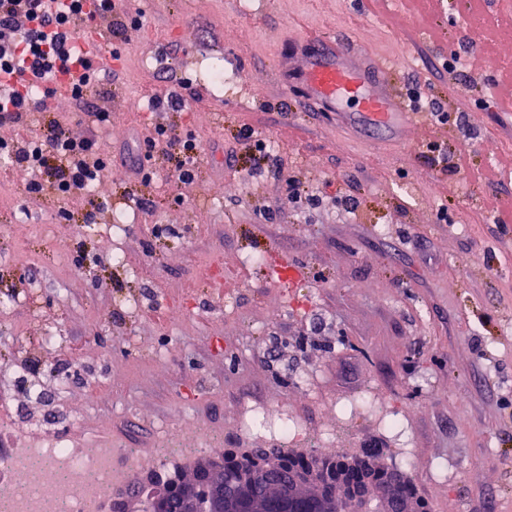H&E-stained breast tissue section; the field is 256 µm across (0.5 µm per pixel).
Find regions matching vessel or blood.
Instances as JSON below:
<instances>
[{"instance_id":"b4317fda","label":"vessel or blood","mask_w":512,"mask_h":512,"mask_svg":"<svg viewBox=\"0 0 512 512\" xmlns=\"http://www.w3.org/2000/svg\"><path fill=\"white\" fill-rule=\"evenodd\" d=\"M304 75L306 102L333 106L356 102L360 116L370 124H388L401 114L396 91L377 82L370 69L347 64L343 46L326 39H318L313 46Z\"/></svg>"}]
</instances>
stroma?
<instances>
[{
  "label": "stroma",
  "mask_w": 512,
  "mask_h": 512,
  "mask_svg": "<svg viewBox=\"0 0 512 512\" xmlns=\"http://www.w3.org/2000/svg\"><path fill=\"white\" fill-rule=\"evenodd\" d=\"M113 3L143 26L116 45L111 93L92 98L111 123L71 118L59 98L31 126L67 117L73 137L109 147L94 199L32 196L31 170L0 164V295L19 299L0 307V448H135L136 482L156 470L169 425L268 448L241 420L278 405L311 435L335 433L326 453L382 449L429 512H512V222L487 208L512 196V109L496 106L512 96V0H254L246 14L239 0ZM311 31L350 59L373 52L397 87L427 84L448 124L420 113L407 131L368 134L284 101ZM215 66L232 79L219 91L203 78ZM183 84L195 94L184 113L128 108ZM157 121L200 140L193 182L174 180L166 153L150 183L136 176L138 140ZM245 126L317 202L250 174ZM431 142L469 151L470 166L432 168ZM95 201V233L71 241L60 209L79 223ZM117 213L130 216L121 234L108 230ZM283 261L295 276L271 277Z\"/></svg>",
  "instance_id": "1"
}]
</instances>
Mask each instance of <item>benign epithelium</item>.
I'll list each match as a JSON object with an SVG mask.
<instances>
[{"label": "benign epithelium", "mask_w": 512, "mask_h": 512, "mask_svg": "<svg viewBox=\"0 0 512 512\" xmlns=\"http://www.w3.org/2000/svg\"><path fill=\"white\" fill-rule=\"evenodd\" d=\"M198 476L214 481L210 497L200 502L192 496L184 500L185 512H257L261 502L256 489L267 484L274 466L247 456L239 463L237 487L229 493L218 477L224 473L221 457L205 456L193 466ZM328 466L320 461L297 466L288 473V500L310 496L319 512H375L379 500L389 501V491L379 486L376 474L358 456L344 461L332 478H327ZM162 488L150 479H142L122 495L123 512H157Z\"/></svg>", "instance_id": "7a95c632"}]
</instances>
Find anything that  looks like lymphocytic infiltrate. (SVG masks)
I'll use <instances>...</instances> for the list:
<instances>
[{"label": "lymphocytic infiltrate", "instance_id": "lymphocytic-infiltrate-1", "mask_svg": "<svg viewBox=\"0 0 512 512\" xmlns=\"http://www.w3.org/2000/svg\"><path fill=\"white\" fill-rule=\"evenodd\" d=\"M112 9V0H0V125L24 128L35 114L52 111L56 79L73 72L79 75L70 91L75 116L109 120V113L90 110L88 97L99 89L100 72L78 51L77 40L80 26L108 18ZM169 150L175 153V179H195L201 164L196 136L155 124L140 144L136 173L142 182L154 176L155 153ZM0 154L39 172V179L28 186L30 194L49 186L64 202L99 182L111 161L98 140L74 138L59 121L37 138L0 143Z\"/></svg>", "mask_w": 512, "mask_h": 512}]
</instances>
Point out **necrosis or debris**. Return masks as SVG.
Instances as JSON below:
<instances>
[{
    "label": "necrosis or debris",
    "mask_w": 512,
    "mask_h": 512,
    "mask_svg": "<svg viewBox=\"0 0 512 512\" xmlns=\"http://www.w3.org/2000/svg\"><path fill=\"white\" fill-rule=\"evenodd\" d=\"M261 423L269 437L288 446L307 440L303 425L282 408H257L245 426ZM223 440L209 429L174 430L154 450L157 461L199 452L221 454ZM132 448H17L0 452V512H104L113 487L125 484L138 465Z\"/></svg>",
    "instance_id": "obj_1"
}]
</instances>
